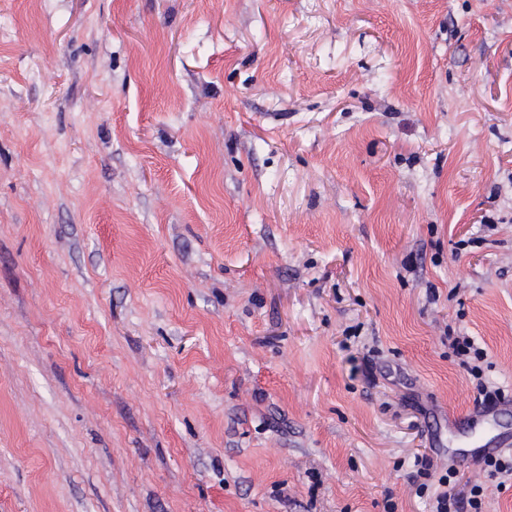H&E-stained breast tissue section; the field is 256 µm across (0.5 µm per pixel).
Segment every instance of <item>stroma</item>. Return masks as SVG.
<instances>
[{
    "instance_id": "stroma-1",
    "label": "stroma",
    "mask_w": 512,
    "mask_h": 512,
    "mask_svg": "<svg viewBox=\"0 0 512 512\" xmlns=\"http://www.w3.org/2000/svg\"><path fill=\"white\" fill-rule=\"evenodd\" d=\"M452 335L512 406V0H0V512H512ZM501 448H489L481 445L475 448H468L464 452L476 458H482L489 454H494ZM485 470L491 478H497L498 475H511L512 473V456L509 454L508 458L501 454L490 455L483 458ZM464 477V472H460L455 467H450L438 478V488L433 493L434 499V510L432 512H461L470 507L469 512H482V499L484 488L477 484L476 481L468 479L463 487H466V491H455L456 485H459ZM453 486L448 490V486ZM441 487L446 489H440Z\"/></svg>"
}]
</instances>
